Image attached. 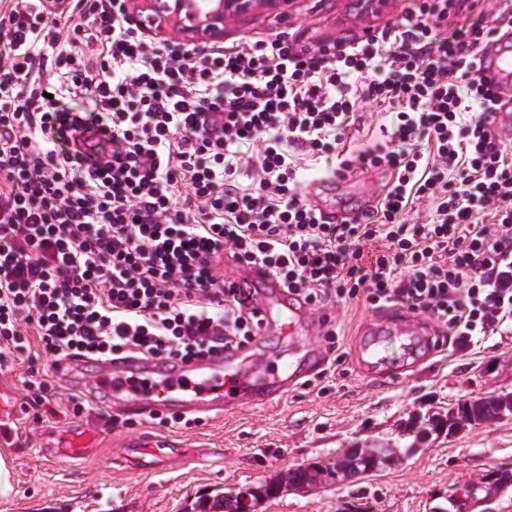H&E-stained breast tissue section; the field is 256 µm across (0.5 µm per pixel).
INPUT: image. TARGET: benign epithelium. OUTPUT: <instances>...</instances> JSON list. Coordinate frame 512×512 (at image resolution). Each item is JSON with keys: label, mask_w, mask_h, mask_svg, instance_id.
Here are the masks:
<instances>
[{"label": "benign epithelium", "mask_w": 512, "mask_h": 512, "mask_svg": "<svg viewBox=\"0 0 512 512\" xmlns=\"http://www.w3.org/2000/svg\"><path fill=\"white\" fill-rule=\"evenodd\" d=\"M131 20L140 29L164 34L176 31L187 45L220 40L224 22L258 9H275L283 0H129Z\"/></svg>", "instance_id": "obj_1"}]
</instances>
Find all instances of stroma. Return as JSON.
<instances>
[{
  "mask_svg": "<svg viewBox=\"0 0 512 512\" xmlns=\"http://www.w3.org/2000/svg\"><path fill=\"white\" fill-rule=\"evenodd\" d=\"M354 2L292 0L281 12L260 10L228 24L224 41L284 31L317 45L399 21L410 0H386L374 12L354 10ZM333 316L346 361L327 390L301 384L270 407L214 411L189 428L96 403L72 416L70 391L58 381L52 405L39 415L26 405L25 366L0 367V455L11 462L14 485L0 512H198L216 490L367 447L394 449L399 459L354 481L283 491L258 512H512V489L486 496L493 474L512 470V415L423 441L414 429L462 401L512 392V324L450 344L398 382L378 385L364 377L354 353L355 337L375 312L353 300L335 306ZM71 425L93 436L96 452L76 461L47 457ZM143 435L173 439L197 455L154 472L124 468L125 448Z\"/></svg>",
  "mask_w": 512,
  "mask_h": 512,
  "instance_id": "1",
  "label": "stroma"
}]
</instances>
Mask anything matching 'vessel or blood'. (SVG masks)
Listing matches in <instances>:
<instances>
[{"label": "vessel or blood", "instance_id": "obj_1", "mask_svg": "<svg viewBox=\"0 0 512 512\" xmlns=\"http://www.w3.org/2000/svg\"><path fill=\"white\" fill-rule=\"evenodd\" d=\"M477 68L480 77L492 87H512V35L492 41L482 52ZM310 206L322 221L348 222L372 209L371 201L349 206L313 198ZM238 284L248 288L259 334L245 349L229 348L216 355L185 362L158 361L129 357L117 361H88L65 356L54 365L56 375L64 377L73 389L91 393L101 404L125 408L136 415L154 411H179L185 414L224 411L240 406H264L287 396L294 386L312 374L322 360L316 348H303L287 360L268 367L256 356L266 339L307 335L314 310L301 298L290 295L278 279L265 268L245 267ZM399 341L400 352L390 355L391 341ZM431 333L422 320L391 311L385 319L369 323L357 343V361L365 375L374 380H398L419 361L434 355ZM93 445L85 431L67 432L56 457H82ZM134 469L151 471L172 450L162 442L147 441L131 450Z\"/></svg>", "mask_w": 512, "mask_h": 512}]
</instances>
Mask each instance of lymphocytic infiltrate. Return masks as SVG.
Listing matches in <instances>:
<instances>
[{"label":"lymphocytic infiltrate","mask_w":512,"mask_h":512,"mask_svg":"<svg viewBox=\"0 0 512 512\" xmlns=\"http://www.w3.org/2000/svg\"><path fill=\"white\" fill-rule=\"evenodd\" d=\"M127 0L0 6V362L192 360L246 345L255 311L224 260L261 263L314 308L427 315L453 340L512 320V151L476 70L512 0H411L399 22L317 47L280 33L200 48L143 35ZM58 73L54 83L44 67ZM371 145L347 148L368 104ZM224 115L221 134L200 127ZM108 135L100 167L76 132ZM252 144L254 155L241 154ZM385 169L374 210L327 224L294 153ZM251 174L249 186L238 182ZM432 200L428 221L415 204Z\"/></svg>","instance_id":"obj_1"}]
</instances>
